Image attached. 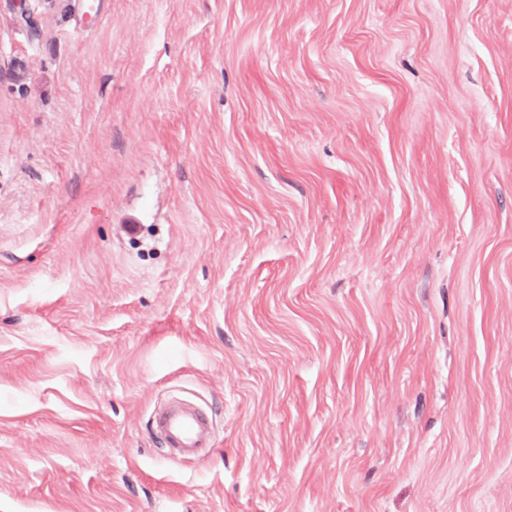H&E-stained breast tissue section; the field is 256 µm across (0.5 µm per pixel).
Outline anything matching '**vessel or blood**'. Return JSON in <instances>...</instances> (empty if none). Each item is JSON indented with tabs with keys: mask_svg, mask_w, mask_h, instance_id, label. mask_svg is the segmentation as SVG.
I'll use <instances>...</instances> for the list:
<instances>
[{
	"mask_svg": "<svg viewBox=\"0 0 512 512\" xmlns=\"http://www.w3.org/2000/svg\"><path fill=\"white\" fill-rule=\"evenodd\" d=\"M152 426L165 447L179 449L187 456L214 445L211 420L195 401L186 397H172L156 408Z\"/></svg>",
	"mask_w": 512,
	"mask_h": 512,
	"instance_id": "1",
	"label": "vessel or blood"
}]
</instances>
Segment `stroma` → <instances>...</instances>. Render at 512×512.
<instances>
[{"instance_id":"stroma-1","label":"stroma","mask_w":512,"mask_h":512,"mask_svg":"<svg viewBox=\"0 0 512 512\" xmlns=\"http://www.w3.org/2000/svg\"><path fill=\"white\" fill-rule=\"evenodd\" d=\"M101 2L0 0V512H512V0ZM152 426L166 448H178L186 456L198 448L214 447L212 421L190 398L168 399L154 410Z\"/></svg>"}]
</instances>
